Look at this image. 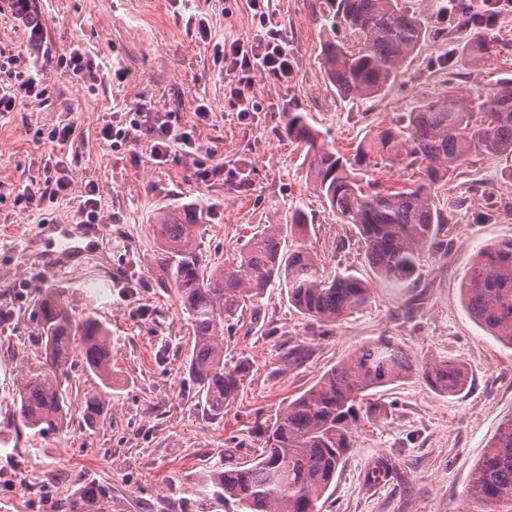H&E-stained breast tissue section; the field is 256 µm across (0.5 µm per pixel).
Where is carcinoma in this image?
I'll return each instance as SVG.
<instances>
[{"label":"carcinoma","mask_w":512,"mask_h":512,"mask_svg":"<svg viewBox=\"0 0 512 512\" xmlns=\"http://www.w3.org/2000/svg\"><path fill=\"white\" fill-rule=\"evenodd\" d=\"M318 14L326 39L321 60L327 83L340 97L373 99L397 80L429 36L425 20L398 0H321ZM451 36L488 59L498 40L471 32L457 19ZM445 77L441 95L419 100L406 117L362 140L352 158L326 143L305 113L288 108L280 133L303 154L313 191L344 224H352L374 272L400 288L415 287L420 253L440 245L439 227L448 215L436 191L481 154L512 157V77L473 97ZM401 165L419 178L388 187L366 178L364 168ZM202 213L186 203L156 221L152 270L178 299L194 344L187 370L210 410L220 413L241 389V367L224 362V332L241 321L266 290H284L288 303L321 327H333L370 301L359 278L330 276L303 239L288 241L309 224L296 207L273 224H260L232 265L212 259L198 242ZM464 303L502 346L512 349V240L479 248L463 283ZM35 314L44 340V370L25 375L17 415L35 436L63 430L68 395L60 375L73 357L97 377L102 390L85 397L84 417L93 427L107 414L112 389L109 330L95 317L76 322L59 296L45 292ZM453 395L468 382L463 363L420 359L403 345L380 338L331 367L288 403L274 421L260 424L263 445L255 458L201 478L187 476L180 491L161 493L156 512H322L325 495L352 448L357 424L379 419L382 407L369 401L379 389L412 375ZM467 495L475 503L512 512V417L504 420L471 473ZM110 492L76 481L57 512H111Z\"/></svg>","instance_id":"carcinoma-1"}]
</instances>
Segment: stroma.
Segmentation results:
<instances>
[{"mask_svg": "<svg viewBox=\"0 0 512 512\" xmlns=\"http://www.w3.org/2000/svg\"><path fill=\"white\" fill-rule=\"evenodd\" d=\"M58 57L80 45L91 78L73 81L55 63L41 72L49 101L19 99L0 112V512H54L76 479L108 486L112 512H154L157 494L173 479L251 459L261 435L256 416L275 418L296 396L364 343L387 337L419 358L458 360L469 371L455 396L436 392L420 376L387 387L386 416L360 422L324 512H483L467 496L470 474L504 418L512 415V349L470 316L461 285L476 250L512 239V179L504 160L482 155L438 191L453 218L439 231L442 249L422 252L418 282L399 288L370 268L353 225L344 224L313 192L298 150L283 140V113L293 106L342 154L411 111L419 99L445 91L447 69L462 73L460 88L477 94L512 76V13L491 33L505 50L471 62L463 46L433 37L407 62L383 96L343 99L320 67L325 34L316 0H269L295 61L292 78L256 77L263 109L247 120L224 98L229 73L214 63L224 40L253 33L245 0H37ZM211 29L201 39L191 17ZM178 126H196L206 152L170 155L153 163L149 142L112 149L100 136L106 120H121L142 98ZM210 116L198 122V104ZM75 132L66 148L49 143L63 124ZM62 156L69 187L49 204L54 220L78 221L88 184L101 202L105 243L87 263L64 274L47 272L50 249L39 210L16 195L43 181L49 158ZM238 172L233 182L201 181L207 160ZM194 202L205 212L201 246L233 262L256 227L301 207L306 240L328 273L364 280L371 299L333 327L302 318L279 289L260 303V332L235 328L224 356L243 369L241 392L223 414L198 398L184 367L192 333L173 293L150 272L155 217ZM61 296L75 321L93 316L110 332L112 403L103 424L82 421L81 399L96 377L73 362L63 383L71 402L66 429L33 436L16 414V397L44 350L35 306L41 292ZM307 350L294 366L288 348Z\"/></svg>", "mask_w": 512, "mask_h": 512, "instance_id": "obj_1", "label": "stroma"}]
</instances>
